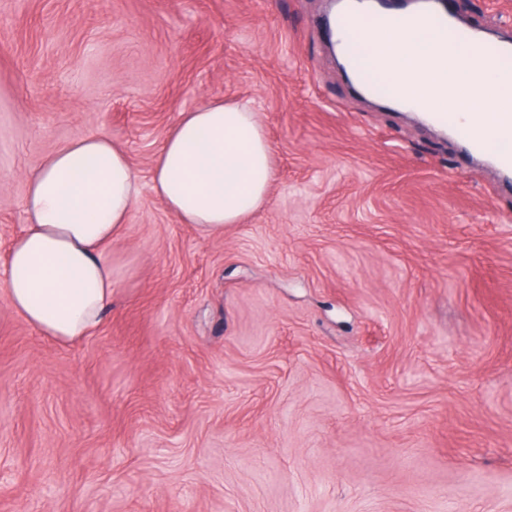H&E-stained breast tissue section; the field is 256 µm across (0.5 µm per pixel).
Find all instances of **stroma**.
Returning <instances> with one entry per match:
<instances>
[{"instance_id":"1","label":"stroma","mask_w":512,"mask_h":512,"mask_svg":"<svg viewBox=\"0 0 512 512\" xmlns=\"http://www.w3.org/2000/svg\"><path fill=\"white\" fill-rule=\"evenodd\" d=\"M512 37V0H446ZM326 0H0V269L27 176L103 134L141 194L63 344L0 283V512H512V185L357 94ZM249 105L263 208L151 190L182 112Z\"/></svg>"}]
</instances>
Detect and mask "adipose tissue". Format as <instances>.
Returning <instances> with one entry per match:
<instances>
[{"instance_id":"1","label":"adipose tissue","mask_w":512,"mask_h":512,"mask_svg":"<svg viewBox=\"0 0 512 512\" xmlns=\"http://www.w3.org/2000/svg\"><path fill=\"white\" fill-rule=\"evenodd\" d=\"M273 178L270 147L243 104L206 102L182 113L155 161L152 190L180 223L218 232L262 207ZM137 171L109 137L87 136L27 177L25 230L9 249L11 305L66 343L91 335L112 305L102 247L127 224Z\"/></svg>"}]
</instances>
